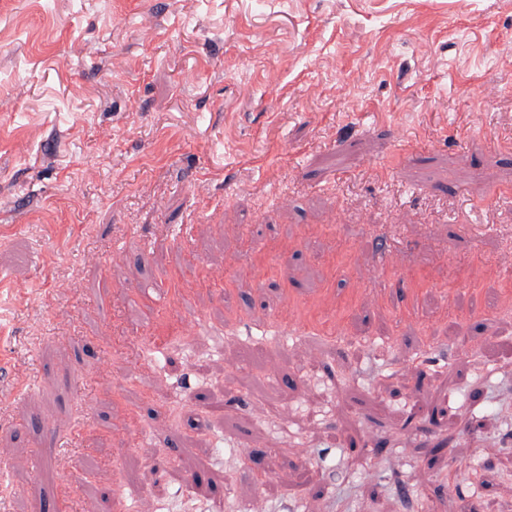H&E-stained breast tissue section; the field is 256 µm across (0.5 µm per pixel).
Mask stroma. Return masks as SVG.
<instances>
[{"label": "stroma", "mask_w": 512, "mask_h": 512, "mask_svg": "<svg viewBox=\"0 0 512 512\" xmlns=\"http://www.w3.org/2000/svg\"><path fill=\"white\" fill-rule=\"evenodd\" d=\"M372 224L417 317L340 301ZM150 281L197 329L139 351ZM286 288L341 335L248 327ZM22 353L0 444L44 458L37 512L79 453L71 512H512V0H0V373ZM18 376L9 385H1L0 387V402L4 406L8 403L11 407L17 406L29 393L38 385L27 373L18 370Z\"/></svg>", "instance_id": "35a3bbf8"}]
</instances>
